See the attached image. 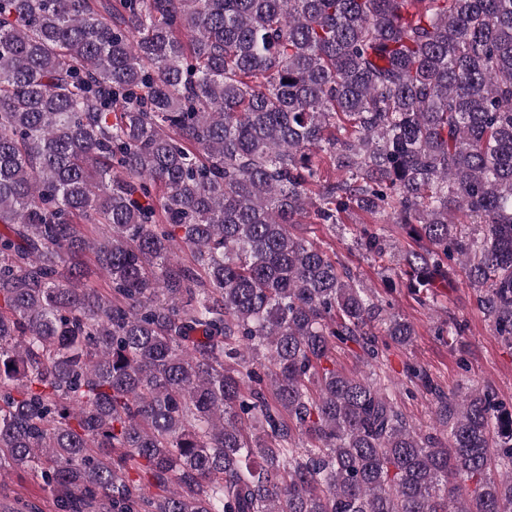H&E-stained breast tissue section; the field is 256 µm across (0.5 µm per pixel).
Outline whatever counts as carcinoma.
<instances>
[{"label":"carcinoma","instance_id":"carcinoma-1","mask_svg":"<svg viewBox=\"0 0 512 512\" xmlns=\"http://www.w3.org/2000/svg\"><path fill=\"white\" fill-rule=\"evenodd\" d=\"M305 224L378 261L397 225L384 286L459 266L512 345V0H0V472L56 512H512V405L434 388L423 433L336 370L415 331ZM0 491L1 489L5 488L8 493H10L11 496L19 495V496H25L30 497L41 504L43 508V512H55L54 509L51 507H48V499L50 498V495L43 491L39 484L32 479H26V481H20L18 474L7 472L5 473V476L1 479L0 478Z\"/></svg>","mask_w":512,"mask_h":512}]
</instances>
